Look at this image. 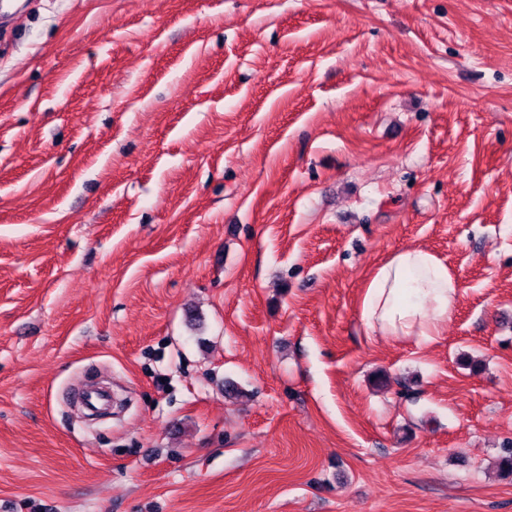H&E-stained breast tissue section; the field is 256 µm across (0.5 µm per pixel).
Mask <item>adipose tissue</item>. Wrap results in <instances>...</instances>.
Instances as JSON below:
<instances>
[{"mask_svg": "<svg viewBox=\"0 0 512 512\" xmlns=\"http://www.w3.org/2000/svg\"><path fill=\"white\" fill-rule=\"evenodd\" d=\"M459 290L457 279L438 257L423 248H405L373 274L362 320L380 335L428 343L451 319Z\"/></svg>", "mask_w": 512, "mask_h": 512, "instance_id": "1", "label": "adipose tissue"}]
</instances>
